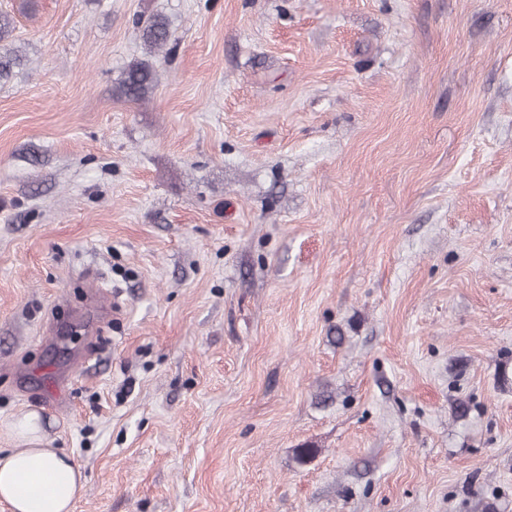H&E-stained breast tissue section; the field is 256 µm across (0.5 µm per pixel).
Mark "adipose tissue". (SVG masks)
I'll list each match as a JSON object with an SVG mask.
<instances>
[{
	"label": "adipose tissue",
	"instance_id": "1",
	"mask_svg": "<svg viewBox=\"0 0 512 512\" xmlns=\"http://www.w3.org/2000/svg\"><path fill=\"white\" fill-rule=\"evenodd\" d=\"M21 447L0 454V500L12 512H73L82 474L73 459L50 448L37 413L19 423Z\"/></svg>",
	"mask_w": 512,
	"mask_h": 512
}]
</instances>
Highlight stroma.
<instances>
[{"instance_id":"stroma-1","label":"stroma","mask_w":512,"mask_h":512,"mask_svg":"<svg viewBox=\"0 0 512 512\" xmlns=\"http://www.w3.org/2000/svg\"><path fill=\"white\" fill-rule=\"evenodd\" d=\"M0 12L1 449L74 512H512V0ZM13 19L0 12V82L8 80L15 67L22 64L23 58L12 47L10 38L13 32ZM144 44L150 49L160 50L170 41L168 24L161 18L152 19L142 31ZM153 82L154 69L152 65L148 62L136 61L128 65L119 89L124 97L136 100L149 91ZM18 435L25 448L0 454V499L13 512H72L83 488L79 467L49 448L36 412L19 422Z\"/></svg>"}]
</instances>
